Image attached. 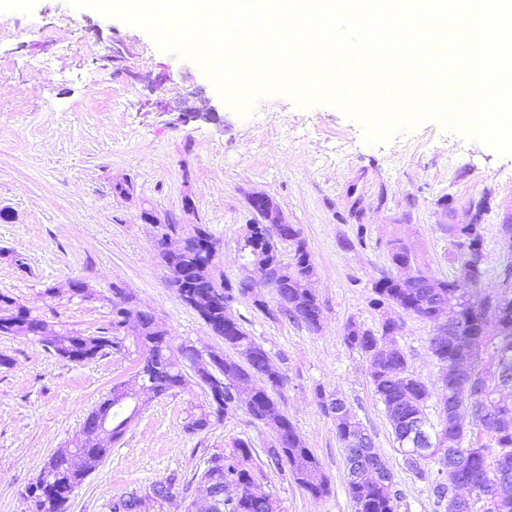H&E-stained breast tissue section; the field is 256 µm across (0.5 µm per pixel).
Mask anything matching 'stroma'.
Here are the masks:
<instances>
[{
    "instance_id": "1",
    "label": "stroma",
    "mask_w": 512,
    "mask_h": 512,
    "mask_svg": "<svg viewBox=\"0 0 512 512\" xmlns=\"http://www.w3.org/2000/svg\"><path fill=\"white\" fill-rule=\"evenodd\" d=\"M118 44L128 52L116 63ZM185 106L200 119L178 121ZM210 111L217 119H207ZM119 182L127 195L115 192ZM253 192L267 193L283 222L299 226L322 328L271 318L248 299L232 302L230 312L283 373L280 406L331 482L330 494L315 499L267 467L264 490L282 512H355L336 423L316 399L321 388L342 396L371 433L401 496L399 512H445L406 468L366 360L345 344L343 329L351 320L377 328L372 285L391 269L393 242L405 243L435 277L454 272L452 224L479 225L482 289L499 287L512 265V245L500 231L512 224V155L475 148L461 128L437 121L371 142L336 107H302L284 94L260 98L242 114L198 64L161 50L139 27L70 0H0V293L55 329L90 334L106 326L117 284L133 310L166 325L174 344L202 353L222 348L170 286L154 248L161 230L140 214L152 210L187 231L206 225L219 242L224 277L234 282ZM73 279L86 282L89 295H70ZM392 315L411 371L439 393L432 323L398 309ZM1 354L8 362L0 365V512H28L27 485L114 384L133 381L138 353L71 362L15 335L0 336ZM204 402L192 377L150 399L74 491L69 512H111L114 500L145 496L171 473L192 477L238 438L265 448L271 429L242 409L187 433V416Z\"/></svg>"
}]
</instances>
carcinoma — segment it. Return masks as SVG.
<instances>
[{
    "instance_id": "cac0c4a2",
    "label": "carcinoma",
    "mask_w": 512,
    "mask_h": 512,
    "mask_svg": "<svg viewBox=\"0 0 512 512\" xmlns=\"http://www.w3.org/2000/svg\"><path fill=\"white\" fill-rule=\"evenodd\" d=\"M275 228L292 248L289 262L278 258V245L269 237L267 227L256 238L243 235L240 250L252 261L267 264L268 274L281 297L277 314L318 332L322 327V306L311 287L314 266L306 242L295 224H277ZM472 228L471 224L448 225V235L459 241L461 249L457 257L459 274L435 283L429 282L428 274L422 270L420 278L413 282L400 276L405 266L416 265V259L404 244L393 243L390 261L398 274L384 275L377 280L373 289L375 298L371 300L373 309L381 313L379 329L375 331L350 321L343 335L349 347L366 357L370 381L384 406L404 463L418 478L428 481L438 506L451 491L443 473L448 458H429L414 450L411 432L415 425L422 426L430 437L447 439L449 452L468 446L454 478L472 482L495 465L512 472V406L501 410L499 420L487 431L467 428L465 420L449 414L454 408L451 399L456 383L447 376L443 378L439 400V421L432 422L427 413L431 392L409 369L406 353L394 340L399 325L389 312L400 309L429 322L446 318L462 324L468 332L463 337L465 350H460L452 339L440 341L435 336L429 338V350L442 366L467 356L471 370L486 389L488 404L497 405L502 389L512 382V268L504 270L497 308L483 309V299L475 298L461 285L467 281L475 288L483 277L484 238L479 232L472 233ZM177 230L178 225L167 224L165 232L155 239V249L169 272V283L185 304L190 297H206V309L197 313L213 331L222 334L224 347L232 350L221 363L211 365L206 371L208 387L216 388L219 381L223 388L212 394L199 414L189 417L185 431L202 432L229 412L243 408L273 431L272 440L263 449L267 465L312 497L327 496L328 476L275 398L283 387V375L270 364L266 350L245 328L237 320L226 317V305L239 298L253 299V305L263 312L268 311L267 303L253 296V291L245 287L244 278L234 284L225 280L217 266L208 277H200L199 268L209 264L211 253L217 248V240L203 224L194 225L187 236L186 253L174 262L168 260L163 250L164 239ZM124 321L123 308L114 304L108 324L92 334L60 329L52 336L38 337L37 341L57 357L83 362L108 354L124 355L129 352L126 341L130 339L141 350L136 375L150 379L148 386L157 397L184 384L183 361H189L194 368L202 365L199 353L193 348L173 346L168 331L154 328V316L144 315L143 328L131 336L124 333ZM43 324L39 316L16 298L0 294V336L13 335L23 327L36 334ZM317 398L323 413L336 420V436L347 455V470H352L359 457L362 463L380 470L378 482L371 485L347 475V491L356 512H398L400 495L392 491L391 471L377 455L359 456L362 449L374 447L369 432L337 395L319 390ZM108 410L112 443L116 444L129 423L126 412L130 406L112 402ZM110 452L111 448L86 439L73 453L49 457L26 489L29 512H66L71 493L87 477L88 460L104 459ZM254 454L249 441L238 439L232 447L212 454L199 476L185 480L172 474L153 483L149 492L173 487L185 495L193 485L205 483L224 493L219 512H279V502L262 489L259 477L263 471L255 463ZM431 463L436 465L433 471L427 468ZM466 512H512V485L490 503L482 496L475 497Z\"/></svg>"
}]
</instances>
